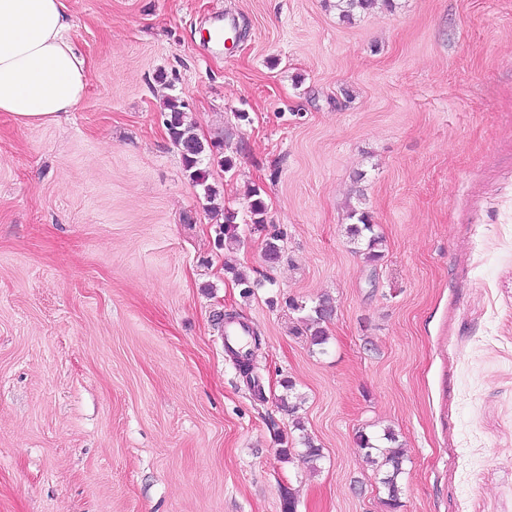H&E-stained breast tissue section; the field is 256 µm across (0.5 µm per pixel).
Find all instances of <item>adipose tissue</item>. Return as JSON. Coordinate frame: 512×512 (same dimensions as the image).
Here are the masks:
<instances>
[{"label":"adipose tissue","mask_w":512,"mask_h":512,"mask_svg":"<svg viewBox=\"0 0 512 512\" xmlns=\"http://www.w3.org/2000/svg\"><path fill=\"white\" fill-rule=\"evenodd\" d=\"M68 26L63 0H0V112L36 123L75 110L88 75Z\"/></svg>","instance_id":"ef3b65f1"}]
</instances>
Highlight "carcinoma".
Segmentation results:
<instances>
[{
	"mask_svg": "<svg viewBox=\"0 0 512 512\" xmlns=\"http://www.w3.org/2000/svg\"><path fill=\"white\" fill-rule=\"evenodd\" d=\"M378 0H336V9L340 15L350 20L356 14L373 10ZM162 109L165 116V124L169 129V136L180 152L184 170L190 180L203 187L204 199L209 205V210L214 215L222 216V222L215 224V241L223 247L239 241L238 224L235 223L236 215L226 209L221 210L215 205L218 190L208 184L210 167L218 166L226 172L233 169L234 163L231 156L224 154V143L217 140L210 143L203 142L195 132L194 126L187 123L184 104L174 96L163 100ZM248 209L252 223L258 226L265 224L266 205L261 196L260 189H253L250 194ZM351 216L357 218V222L347 227L350 242L356 244L357 250L364 255L366 262L375 264L384 257V237L376 229V225L368 221L365 212H352ZM282 236L271 233L265 241L264 259L270 265L277 264L283 253L281 245ZM297 311L296 333L309 337L314 346H322L327 343L328 336L324 324L335 312L332 299L323 297L311 307L303 304L293 305ZM240 371L249 377L250 385L257 391H262L259 378L253 375L252 352L242 355V362L238 363ZM383 440L387 445H379V440L361 430L357 433V443L363 451L365 462L371 466L385 470L382 484L386 492L383 504L389 509H396L400 504L401 487L399 477L403 472L405 461V449L398 444L396 433L387 428L383 433ZM303 451L299 457L309 463L321 457V448L314 444L313 439L304 435L301 437Z\"/></svg>",
	"mask_w": 512,
	"mask_h": 512,
	"instance_id": "1",
	"label": "carcinoma"
}]
</instances>
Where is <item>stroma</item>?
I'll list each match as a JSON object with an SVG mask.
<instances>
[{
  "instance_id": "obj_1",
  "label": "stroma",
  "mask_w": 512,
  "mask_h": 512,
  "mask_svg": "<svg viewBox=\"0 0 512 512\" xmlns=\"http://www.w3.org/2000/svg\"><path fill=\"white\" fill-rule=\"evenodd\" d=\"M335 3L65 0L83 99L53 122L0 112V512H386L356 436L387 428L397 512H512V0ZM166 95L234 160L210 182L235 249ZM355 208L377 264L347 236ZM324 295L321 349L289 303ZM223 311L261 340L263 397ZM165 124L169 129V136L180 152L184 170L190 180L197 186L203 187L204 199L208 209L216 217L222 216L223 222H216L214 227L215 241L219 247L230 245L239 241L236 215L226 208L224 210L215 205L218 190L208 184L210 167L217 166L225 172L234 167L233 159L224 154V143L217 140L204 143L195 132L194 126L187 123L184 104L174 96L166 97L162 103ZM207 160L206 163L204 161ZM224 211V212H223ZM355 216L357 223L349 224L347 227L350 242L356 244L357 250L364 255L366 262L375 264L384 257V237L377 231V225L368 221L365 212L353 211L351 217Z\"/></svg>"
}]
</instances>
